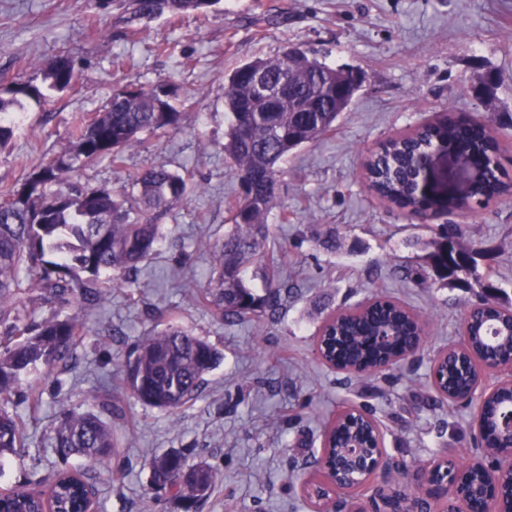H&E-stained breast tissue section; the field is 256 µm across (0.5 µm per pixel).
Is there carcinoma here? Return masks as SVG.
Masks as SVG:
<instances>
[{"instance_id":"1","label":"carcinoma","mask_w":512,"mask_h":512,"mask_svg":"<svg viewBox=\"0 0 512 512\" xmlns=\"http://www.w3.org/2000/svg\"><path fill=\"white\" fill-rule=\"evenodd\" d=\"M218 0H134L133 17L173 13H206ZM263 70L272 79L288 78L289 102H276L256 93L252 73ZM74 65L58 56L45 75L52 90L73 86ZM361 86L352 70L334 67L307 50L292 47L275 60L256 59L237 67L224 91L227 128L224 154L239 182L240 191L227 212L231 229L213 246V275L205 290L206 303L231 324L246 317L274 316L288 295L279 277L278 258L269 251V217L280 207L279 165L302 146L329 132ZM0 98V146L13 136L8 108L17 96H42L30 84ZM174 90L167 84L145 86L129 82L112 90L103 110L81 118L69 133L68 146L21 181L0 191V327L13 337L0 345V470L5 459L24 452L27 436L20 416L10 410L17 397L36 407L42 393L34 375L67 365L82 341L80 313L96 306L105 276L119 285L137 275L151 258L162 236L160 220L191 192L185 176L164 166L137 174L119 188L82 181V172L103 160L123 166L126 153L142 143L149 132L165 135L181 128L184 113L173 104ZM436 145L459 153L477 167L481 179L461 196L448 200L418 193L416 169ZM500 154L499 141L482 123L454 112L439 123L417 127L395 137L372 154L365 164V179L380 199L400 209L436 211L446 208L472 214L485 208L505 183L502 166L486 167ZM426 259L436 280L458 288L471 287L475 279L486 296L480 317L467 322L465 353L460 362L444 364L446 381L435 390L434 401L445 393H462L477 378L489 357L512 360V337L503 325L512 308L497 301L498 288L477 275L480 250L462 240L456 224H442L426 243ZM255 263L264 282L259 294L244 282L243 268ZM73 308L68 316L61 313ZM318 336L328 359L336 366L368 369L404 352L419 341L414 312L392 299H375L329 315ZM223 358L212 344L176 322L140 340L128 350L121 368L125 388L144 405L177 411L198 399L205 376ZM97 409L66 406L48 437L50 448L63 460L82 459L85 480L90 471L107 467L118 455V434L102 418H116L123 409L112 399L95 396ZM512 410V388L503 387L485 404L482 438L500 451L512 440L496 427L500 410ZM354 417L343 410L334 418L332 453L343 450L351 426L372 434L375 411L361 407ZM151 486L171 496L181 512H198L211 494L218 475L205 460L189 463L179 451L155 456L150 462ZM62 468L26 482L51 487L57 512H79L81 484ZM40 493L23 487L0 493V512H39Z\"/></svg>"}]
</instances>
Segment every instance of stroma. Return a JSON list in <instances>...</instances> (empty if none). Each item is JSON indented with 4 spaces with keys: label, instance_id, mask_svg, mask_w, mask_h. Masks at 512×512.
I'll return each instance as SVG.
<instances>
[{
    "label": "stroma",
    "instance_id": "stroma-1",
    "mask_svg": "<svg viewBox=\"0 0 512 512\" xmlns=\"http://www.w3.org/2000/svg\"><path fill=\"white\" fill-rule=\"evenodd\" d=\"M131 2L0 0V97L9 98L17 82L44 92L12 114L13 136L0 147V189L64 148L76 117L101 111L116 83L128 81L171 85L183 127L145 135L122 167L105 160L85 178L117 188L163 165L198 187L164 217L163 236L136 281L105 289L84 312L75 369L41 374L37 409L18 404L30 449L10 458L0 490L23 485L31 471L60 469L50 428L64 403H82L104 386L125 413L112 422L122 457L118 469L99 473V512H180L150 485L149 461L171 450L220 472L200 512H310L286 478L313 471L326 424L350 405L376 408L389 457L412 467L443 456L470 460L469 411L432 403L427 373L437 353L461 344L477 292L427 278L422 243L439 225H460L464 242L484 251L479 270L492 271L501 302L512 304V198L419 224L367 188L364 163L388 139L453 111L496 130L512 182V0H219L205 14L136 22ZM292 44L361 70L365 81L332 131L280 165L288 221L274 224L273 241L290 286L282 307L274 317L228 325L202 302L210 247L227 231L226 201L239 191L224 158V87L240 64L278 58ZM63 54L74 63L76 86L49 90L44 75ZM328 225L336 229L332 252L314 242ZM376 295L427 317L422 350L384 375L322 365L315 345L323 319ZM173 320L223 359L202 395L170 413L130 396L118 358Z\"/></svg>",
    "mask_w": 512,
    "mask_h": 512
}]
</instances>
